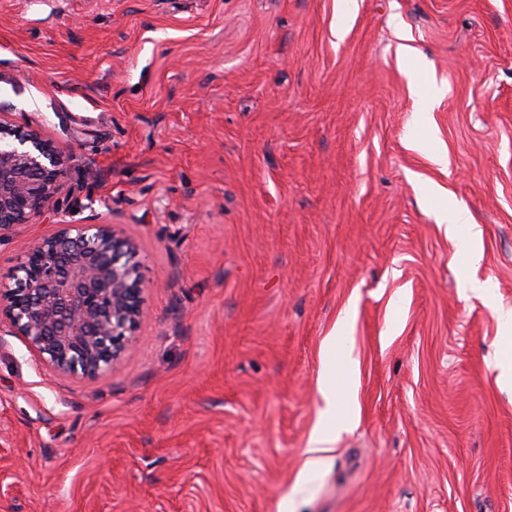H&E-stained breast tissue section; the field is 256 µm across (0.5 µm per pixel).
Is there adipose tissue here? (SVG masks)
Masks as SVG:
<instances>
[{
  "label": "adipose tissue",
  "mask_w": 512,
  "mask_h": 512,
  "mask_svg": "<svg viewBox=\"0 0 512 512\" xmlns=\"http://www.w3.org/2000/svg\"><path fill=\"white\" fill-rule=\"evenodd\" d=\"M410 79V88L414 96V109L421 126H428L429 115L434 108L441 90L437 85L434 74L424 71L415 50L403 45L399 48ZM434 193L442 198L444 204L437 212L438 220L444 224L448 237L455 240H466L471 254V264H478L481 253L478 245L481 241V229L475 223L468 208L456 201L450 200L443 188H435ZM341 333H331L325 344V367L319 377V390L324 398L326 407L323 418L312 431L308 445L304 451V472L311 473L324 468L331 445L339 431L338 421H341L342 405L347 394L345 388L336 383L335 367L343 347Z\"/></svg>",
  "instance_id": "obj_1"
}]
</instances>
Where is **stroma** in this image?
Here are the masks:
<instances>
[{
  "mask_svg": "<svg viewBox=\"0 0 512 512\" xmlns=\"http://www.w3.org/2000/svg\"><path fill=\"white\" fill-rule=\"evenodd\" d=\"M394 15L443 88L428 133ZM0 105L71 155L0 286L56 225L114 224L146 312L96 379L0 334V512H512V0H0ZM342 322L352 425L300 487ZM434 194L446 199L444 205L437 211L439 224H445V232L454 240L465 239L470 257V265L474 267L481 259V253L477 249L481 241V229L476 224L468 208L454 200L448 199V192L441 188H435Z\"/></svg>",
  "mask_w": 512,
  "mask_h": 512,
  "instance_id": "stroma-1",
  "label": "stroma"
}]
</instances>
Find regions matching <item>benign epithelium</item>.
Wrapping results in <instances>:
<instances>
[{
    "label": "benign epithelium",
    "instance_id": "1",
    "mask_svg": "<svg viewBox=\"0 0 512 512\" xmlns=\"http://www.w3.org/2000/svg\"><path fill=\"white\" fill-rule=\"evenodd\" d=\"M70 155L13 124L0 106V239L52 211ZM16 285L0 289V324L63 376L118 366L145 317L134 243L112 224H66L35 240Z\"/></svg>",
    "mask_w": 512,
    "mask_h": 512
}]
</instances>
